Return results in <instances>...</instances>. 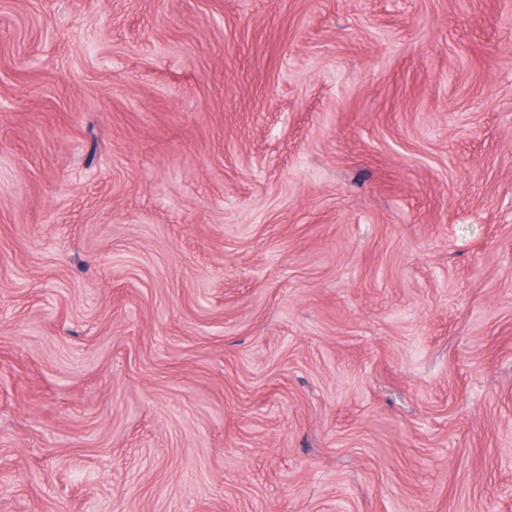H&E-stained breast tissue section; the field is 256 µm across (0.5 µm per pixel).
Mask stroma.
Wrapping results in <instances>:
<instances>
[{
	"instance_id": "1",
	"label": "stroma",
	"mask_w": 512,
	"mask_h": 512,
	"mask_svg": "<svg viewBox=\"0 0 512 512\" xmlns=\"http://www.w3.org/2000/svg\"><path fill=\"white\" fill-rule=\"evenodd\" d=\"M0 512H512V0H0Z\"/></svg>"
}]
</instances>
